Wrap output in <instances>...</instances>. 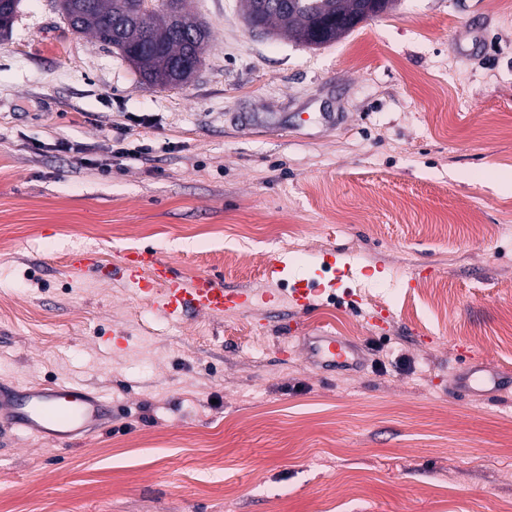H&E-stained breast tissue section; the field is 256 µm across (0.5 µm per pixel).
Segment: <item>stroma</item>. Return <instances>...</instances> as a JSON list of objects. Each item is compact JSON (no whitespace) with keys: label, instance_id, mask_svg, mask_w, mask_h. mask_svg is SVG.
<instances>
[{"label":"stroma","instance_id":"stroma-1","mask_svg":"<svg viewBox=\"0 0 512 512\" xmlns=\"http://www.w3.org/2000/svg\"><path fill=\"white\" fill-rule=\"evenodd\" d=\"M238 4L191 0L212 38L176 89L55 0L0 41V385L114 411L66 446L0 425V512H501L512 390L453 376L512 372V0H395L320 48ZM144 247L276 302L175 323L67 268ZM320 326L364 365L290 346ZM512 382V376L506 370L489 367L483 363H471L465 372L455 376V385L466 393L479 388L487 390H499L505 381Z\"/></svg>","mask_w":512,"mask_h":512}]
</instances>
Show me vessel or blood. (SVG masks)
Masks as SVG:
<instances>
[{
	"label": "vessel or blood",
	"mask_w": 512,
	"mask_h": 512,
	"mask_svg": "<svg viewBox=\"0 0 512 512\" xmlns=\"http://www.w3.org/2000/svg\"><path fill=\"white\" fill-rule=\"evenodd\" d=\"M113 271L137 293L154 299L161 314L174 321L190 311L219 316L252 299L246 291L225 287L217 277L182 275L150 250L121 256ZM301 349L310 363L326 372L353 370L362 362L356 344L327 331L302 337ZM510 380L511 372L473 363L456 375L455 384L470 393L496 390ZM111 420V402L79 386L57 382L30 388L0 386V423L65 445Z\"/></svg>",
	"instance_id": "1"
}]
</instances>
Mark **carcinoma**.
Masks as SVG:
<instances>
[{
    "mask_svg": "<svg viewBox=\"0 0 512 512\" xmlns=\"http://www.w3.org/2000/svg\"><path fill=\"white\" fill-rule=\"evenodd\" d=\"M71 28L89 33L100 43L112 26L125 22L115 48L151 87L176 88L193 78L204 61L211 31L197 19L188 0H169L174 8H160L148 17L133 15L136 0H62ZM251 29L265 35H286L297 43L320 47L348 35L360 22L366 0H295L278 7L264 0H240ZM19 0H0V40L12 30Z\"/></svg>",
    "mask_w": 512,
    "mask_h": 512,
    "instance_id": "obj_1",
    "label": "carcinoma"
}]
</instances>
